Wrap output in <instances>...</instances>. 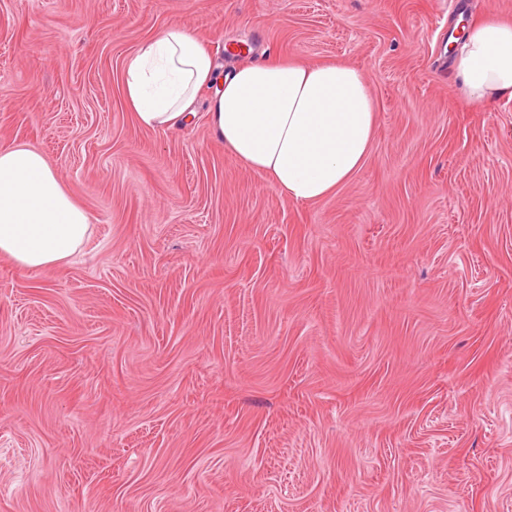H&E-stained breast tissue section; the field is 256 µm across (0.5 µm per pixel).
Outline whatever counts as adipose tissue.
Here are the masks:
<instances>
[{
	"label": "adipose tissue",
	"mask_w": 512,
	"mask_h": 512,
	"mask_svg": "<svg viewBox=\"0 0 512 512\" xmlns=\"http://www.w3.org/2000/svg\"><path fill=\"white\" fill-rule=\"evenodd\" d=\"M453 75L474 101L512 98V24L472 23ZM206 86L215 89L208 123L216 139L291 200L312 203L334 194L371 149L375 98L353 65L265 58L226 75L191 33L170 26L143 42L125 66L127 102L148 129L187 127ZM90 234L87 212L41 153L0 146L1 256L25 271L58 268Z\"/></svg>",
	"instance_id": "ef3b65f1"
}]
</instances>
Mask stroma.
<instances>
[{"label": "stroma", "mask_w": 512, "mask_h": 512, "mask_svg": "<svg viewBox=\"0 0 512 512\" xmlns=\"http://www.w3.org/2000/svg\"><path fill=\"white\" fill-rule=\"evenodd\" d=\"M512 0H0V145L91 219L0 256V512H512V98L458 91ZM179 25L223 70L361 69L370 152L282 195L210 130L139 125L124 68Z\"/></svg>", "instance_id": "35a3bbf8"}]
</instances>
